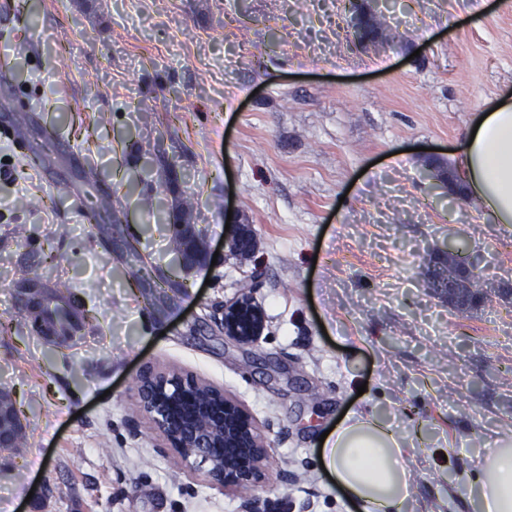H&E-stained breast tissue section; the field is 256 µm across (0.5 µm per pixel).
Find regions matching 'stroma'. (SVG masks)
<instances>
[{
    "instance_id": "1",
    "label": "stroma",
    "mask_w": 512,
    "mask_h": 512,
    "mask_svg": "<svg viewBox=\"0 0 512 512\" xmlns=\"http://www.w3.org/2000/svg\"><path fill=\"white\" fill-rule=\"evenodd\" d=\"M380 21L394 40L360 45L345 0H0V389L28 441L0 449V512H241L168 450L147 369L251 413L271 455L258 512H351L319 449L352 409L420 429L409 512H473L461 476L512 425V231L423 171L456 168L476 112L512 92V0H391ZM65 187L123 209L94 223ZM186 198L218 254L187 273ZM230 212L249 257L222 254ZM449 239L488 289L463 312L428 286ZM33 269L85 318L70 346L18 312ZM245 284L267 317L251 345L220 325Z\"/></svg>"
}]
</instances>
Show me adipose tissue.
Segmentation results:
<instances>
[{
    "label": "adipose tissue",
    "mask_w": 512,
    "mask_h": 512,
    "mask_svg": "<svg viewBox=\"0 0 512 512\" xmlns=\"http://www.w3.org/2000/svg\"><path fill=\"white\" fill-rule=\"evenodd\" d=\"M461 177L491 223L512 229V101L489 102L475 136L459 149ZM406 437L377 412L352 411L322 446L323 470L355 512H407ZM468 484L476 512H512V430L498 437Z\"/></svg>",
    "instance_id": "adipose-tissue-1"
}]
</instances>
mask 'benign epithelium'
Here are the masks:
<instances>
[{
  "label": "benign epithelium",
  "instance_id": "obj_1",
  "mask_svg": "<svg viewBox=\"0 0 512 512\" xmlns=\"http://www.w3.org/2000/svg\"><path fill=\"white\" fill-rule=\"evenodd\" d=\"M380 5L381 0H370L360 7L357 15L363 24L359 26L375 22ZM359 26L354 24L352 29ZM173 234L182 243L175 254L176 265L182 269L205 266L208 249L196 225L175 222ZM224 245L228 255L236 258L256 250L251 225L241 216L230 221ZM441 253L452 265V273L439 288L440 294L448 298V306L465 310L477 305L483 289L476 287L474 265L461 261L459 250L450 243ZM27 293L28 289H22L19 299L28 307L37 335L54 346L73 340L71 336L56 335L48 325L45 315L51 308L49 300L42 295L31 299ZM222 326L224 336L238 344H252L261 338L266 315L252 289L242 287L224 301ZM138 395L143 411L181 461L206 467L211 481L226 491L248 490L262 482L270 459L268 444L254 418L235 398L191 376L153 371L141 375Z\"/></svg>",
  "mask_w": 512,
  "mask_h": 512
}]
</instances>
